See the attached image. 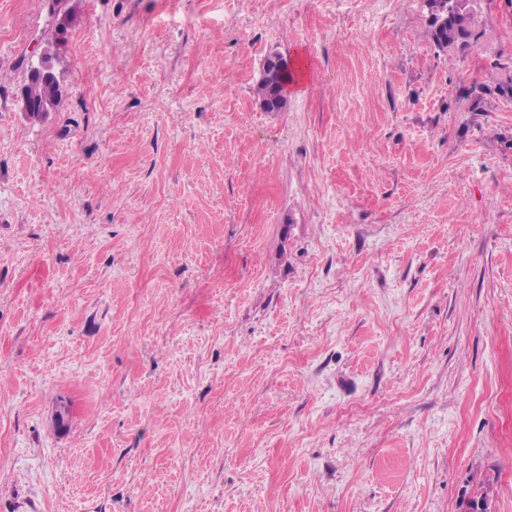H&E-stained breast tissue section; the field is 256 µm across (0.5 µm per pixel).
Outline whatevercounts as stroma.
I'll use <instances>...</instances> for the list:
<instances>
[{
  "instance_id": "stroma-1",
  "label": "stroma",
  "mask_w": 512,
  "mask_h": 512,
  "mask_svg": "<svg viewBox=\"0 0 512 512\" xmlns=\"http://www.w3.org/2000/svg\"><path fill=\"white\" fill-rule=\"evenodd\" d=\"M71 2L34 122L0 0V512H512V0ZM475 4L476 0H463L460 7H449L447 11H439L436 7L437 12L434 19L429 20L427 34L439 50L448 51L470 43L479 24V13ZM267 61V73L257 81L255 89L257 100L260 103L268 104V107L264 109L266 112H280L286 105V88L291 78V72L288 69L287 61L278 54H274V58ZM299 71L296 79L291 78L289 84L297 86L303 83L307 72L305 67H299ZM22 93L38 112L33 118L41 119L60 103L63 90L59 79L50 67L46 75L33 76L29 72Z\"/></svg>"
}]
</instances>
